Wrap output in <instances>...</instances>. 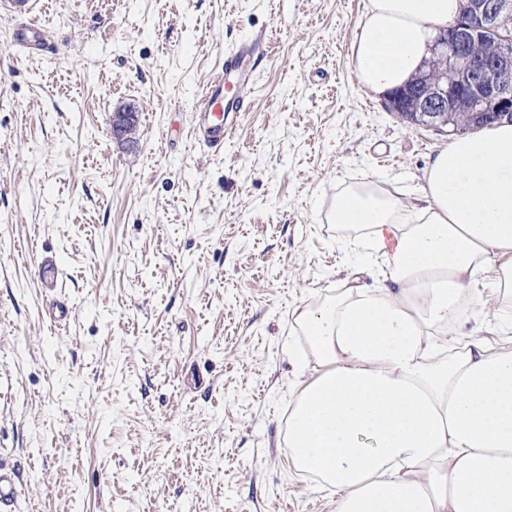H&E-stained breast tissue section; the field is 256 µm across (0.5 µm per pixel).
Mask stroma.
Wrapping results in <instances>:
<instances>
[{
    "label": "stroma",
    "mask_w": 512,
    "mask_h": 512,
    "mask_svg": "<svg viewBox=\"0 0 512 512\" xmlns=\"http://www.w3.org/2000/svg\"><path fill=\"white\" fill-rule=\"evenodd\" d=\"M365 4L0 0V512H333L286 451L283 347L298 309L373 283L337 193L420 206L451 141L359 83ZM257 36L213 152L193 107ZM128 102L133 150L111 133ZM462 330L506 345L489 291Z\"/></svg>",
    "instance_id": "obj_1"
}]
</instances>
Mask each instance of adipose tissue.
Listing matches in <instances>:
<instances>
[{"label":"adipose tissue","instance_id":"adipose-tissue-1","mask_svg":"<svg viewBox=\"0 0 512 512\" xmlns=\"http://www.w3.org/2000/svg\"><path fill=\"white\" fill-rule=\"evenodd\" d=\"M462 0H367L351 53L362 87L410 81ZM424 205L383 188L337 197L336 223L364 231L371 288L300 310L306 352L288 415L294 467L334 512H512V349L452 330L489 283L512 332V124L440 149Z\"/></svg>","mask_w":512,"mask_h":512}]
</instances>
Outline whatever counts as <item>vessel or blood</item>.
I'll return each mask as SVG.
<instances>
[{
  "mask_svg": "<svg viewBox=\"0 0 512 512\" xmlns=\"http://www.w3.org/2000/svg\"><path fill=\"white\" fill-rule=\"evenodd\" d=\"M252 53L251 43L244 42L224 55V72L207 89L200 104L195 108L199 128L204 131L205 142L214 150H221L224 137L236 128V115L244 111L241 97H225L224 91L230 84H249L253 71L249 65Z\"/></svg>",
  "mask_w": 512,
  "mask_h": 512,
  "instance_id": "1",
  "label": "vessel or blood"
}]
</instances>
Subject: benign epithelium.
Returning <instances> with one entry per match:
<instances>
[{"mask_svg":"<svg viewBox=\"0 0 512 512\" xmlns=\"http://www.w3.org/2000/svg\"><path fill=\"white\" fill-rule=\"evenodd\" d=\"M387 108L448 135L512 123V0H465L413 83L391 93ZM134 116L132 104L114 113L113 138L134 143Z\"/></svg>","mask_w":512,"mask_h":512,"instance_id":"obj_1","label":"benign epithelium"}]
</instances>
